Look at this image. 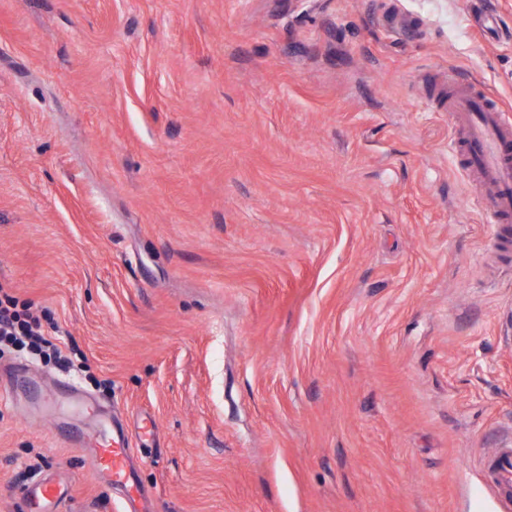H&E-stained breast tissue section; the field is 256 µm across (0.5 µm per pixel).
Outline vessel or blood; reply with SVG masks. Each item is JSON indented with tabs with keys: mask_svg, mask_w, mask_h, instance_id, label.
Here are the masks:
<instances>
[{
	"mask_svg": "<svg viewBox=\"0 0 512 512\" xmlns=\"http://www.w3.org/2000/svg\"><path fill=\"white\" fill-rule=\"evenodd\" d=\"M437 111L447 113L452 147L460 169L481 187L478 204L489 216V239L497 246L512 243V123L496 99L473 80L453 81L449 93L434 97ZM0 397L23 401L38 414L52 417L59 436L87 457L90 466L111 486L125 490L123 512H152L144 505L140 470L131 460L125 428L77 381L44 379L27 364L13 362L0 383ZM64 493L50 476L23 490L26 512H56Z\"/></svg>",
	"mask_w": 512,
	"mask_h": 512,
	"instance_id": "obj_1",
	"label": "vessel or blood"
}]
</instances>
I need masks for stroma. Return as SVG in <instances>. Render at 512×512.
Instances as JSON below:
<instances>
[{
  "label": "stroma",
  "instance_id": "obj_1",
  "mask_svg": "<svg viewBox=\"0 0 512 512\" xmlns=\"http://www.w3.org/2000/svg\"><path fill=\"white\" fill-rule=\"evenodd\" d=\"M431 69L512 111V0H0V283L158 441V512H512V262ZM0 402V512L37 456Z\"/></svg>",
  "mask_w": 512,
  "mask_h": 512
}]
</instances>
